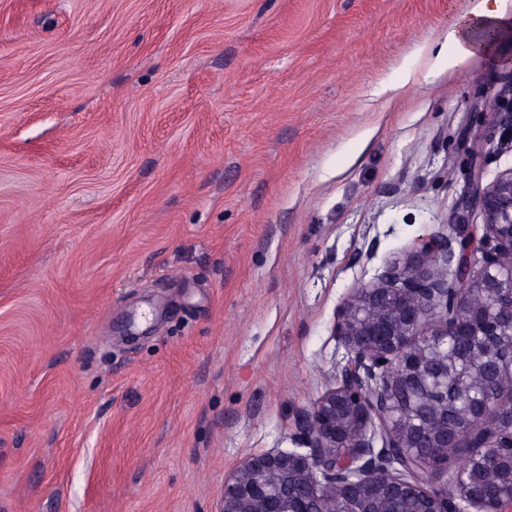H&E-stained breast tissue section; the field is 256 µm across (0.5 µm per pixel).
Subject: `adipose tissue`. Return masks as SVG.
<instances>
[{"label": "adipose tissue", "mask_w": 512, "mask_h": 512, "mask_svg": "<svg viewBox=\"0 0 512 512\" xmlns=\"http://www.w3.org/2000/svg\"><path fill=\"white\" fill-rule=\"evenodd\" d=\"M509 33H512V0H463L448 26L446 49L421 46L418 54L423 68L408 72L406 78L416 82L488 58L495 42Z\"/></svg>", "instance_id": "adipose-tissue-1"}]
</instances>
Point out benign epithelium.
<instances>
[{
  "mask_svg": "<svg viewBox=\"0 0 512 512\" xmlns=\"http://www.w3.org/2000/svg\"><path fill=\"white\" fill-rule=\"evenodd\" d=\"M491 130L474 136L465 207L483 215L481 236H435L413 244L415 260L390 262L373 284L352 289L336 316L334 336L347 350L334 385L299 418L303 450L272 449L247 459L224 481L221 512H394L402 499L417 512H512V495L487 497L481 487L501 482V470L476 480L458 467L448 473V453L496 449L512 466V364L494 363L481 344L465 367L466 412L484 424L448 427V381L457 358L448 353V312L482 306L485 315L468 335L497 334L512 326V169L483 184L482 143L512 140V72L485 99ZM436 341H430V337ZM499 397H484L489 375ZM394 389L406 393L396 404ZM425 430L441 461L431 467L415 451L414 428Z\"/></svg>",
  "mask_w": 512,
  "mask_h": 512,
  "instance_id": "benign-epithelium-1",
  "label": "benign epithelium"
}]
</instances>
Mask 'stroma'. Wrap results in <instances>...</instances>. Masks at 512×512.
Masks as SVG:
<instances>
[{
	"mask_svg": "<svg viewBox=\"0 0 512 512\" xmlns=\"http://www.w3.org/2000/svg\"><path fill=\"white\" fill-rule=\"evenodd\" d=\"M461 0H0V512H219L357 283L451 234L512 68ZM510 32L511 0H463L448 25L447 49L435 51L432 45L421 46L418 55L423 59V69L408 72L406 82H418L421 77L447 70L451 73L473 60L489 58L495 42Z\"/></svg>",
	"mask_w": 512,
	"mask_h": 512,
	"instance_id": "stroma-1",
	"label": "stroma"
}]
</instances>
